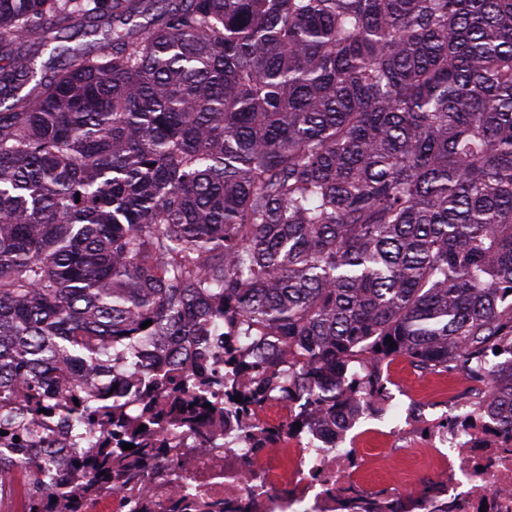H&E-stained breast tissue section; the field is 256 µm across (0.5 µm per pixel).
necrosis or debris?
I'll return each instance as SVG.
<instances>
[{"label":"necrosis or debris","mask_w":512,"mask_h":512,"mask_svg":"<svg viewBox=\"0 0 512 512\" xmlns=\"http://www.w3.org/2000/svg\"><path fill=\"white\" fill-rule=\"evenodd\" d=\"M452 430H434L423 448L372 493L363 487L367 462L354 448L325 436H294L292 447L225 450L224 433L208 438L185 427L160 434L162 452L134 468L135 498L110 488L80 490L72 512H512V440L469 421L457 401ZM38 434L58 448V482L71 484L75 437L58 412L39 416ZM436 466L429 495L411 492L422 463Z\"/></svg>","instance_id":"1"}]
</instances>
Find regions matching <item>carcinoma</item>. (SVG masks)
<instances>
[{
	"instance_id": "1",
	"label": "carcinoma",
	"mask_w": 512,
	"mask_h": 512,
	"mask_svg": "<svg viewBox=\"0 0 512 512\" xmlns=\"http://www.w3.org/2000/svg\"><path fill=\"white\" fill-rule=\"evenodd\" d=\"M143 348L181 411L125 412ZM212 348L252 450L342 436L398 358L512 438V0H0V480L68 512L30 412L84 442L110 373L125 490Z\"/></svg>"
}]
</instances>
